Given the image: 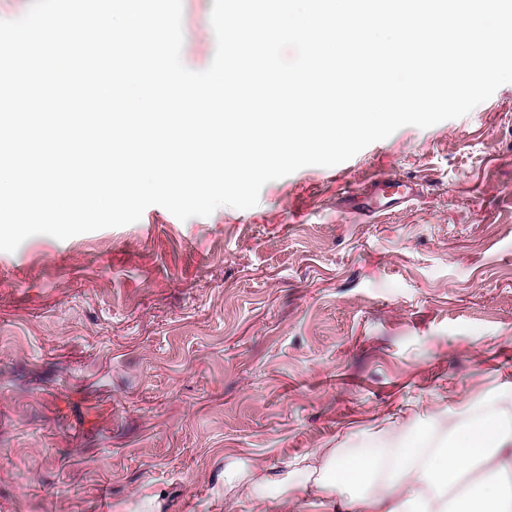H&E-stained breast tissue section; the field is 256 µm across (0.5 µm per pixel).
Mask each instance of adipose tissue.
Masks as SVG:
<instances>
[{
	"instance_id": "1",
	"label": "adipose tissue",
	"mask_w": 512,
	"mask_h": 512,
	"mask_svg": "<svg viewBox=\"0 0 512 512\" xmlns=\"http://www.w3.org/2000/svg\"><path fill=\"white\" fill-rule=\"evenodd\" d=\"M407 442L354 457L312 452L295 462L299 482L264 468H245L227 478L244 491L251 512H270L273 501L302 498L307 505L342 503L355 512H449V487L463 494L467 512H512V432L493 414L466 426L449 424L448 445L428 447L404 425ZM368 493H361V486Z\"/></svg>"
}]
</instances>
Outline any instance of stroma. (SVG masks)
Here are the masks:
<instances>
[{
    "mask_svg": "<svg viewBox=\"0 0 512 512\" xmlns=\"http://www.w3.org/2000/svg\"><path fill=\"white\" fill-rule=\"evenodd\" d=\"M183 0L186 67L216 51ZM374 176L423 188L377 219ZM512 429V83L256 206L0 252V512H224V472L391 448L474 404ZM420 195V184L416 181L380 177L365 182L357 190L347 191L341 203L350 212L373 217L380 212L398 209Z\"/></svg>",
    "mask_w": 512,
    "mask_h": 512,
    "instance_id": "obj_1",
    "label": "stroma"
}]
</instances>
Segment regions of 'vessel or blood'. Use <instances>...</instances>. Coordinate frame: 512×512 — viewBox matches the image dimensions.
<instances>
[{"label":"vessel or blood","instance_id":"1","mask_svg":"<svg viewBox=\"0 0 512 512\" xmlns=\"http://www.w3.org/2000/svg\"><path fill=\"white\" fill-rule=\"evenodd\" d=\"M420 194L418 182L380 177L365 182L358 189L347 191L341 203L350 212L371 217L398 209L417 199Z\"/></svg>","mask_w":512,"mask_h":512}]
</instances>
